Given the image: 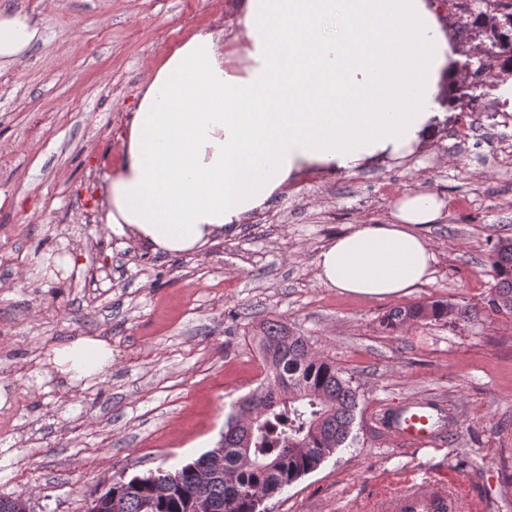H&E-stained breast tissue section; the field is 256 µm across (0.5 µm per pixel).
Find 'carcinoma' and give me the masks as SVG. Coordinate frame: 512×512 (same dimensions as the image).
I'll return each mask as SVG.
<instances>
[{"mask_svg": "<svg viewBox=\"0 0 512 512\" xmlns=\"http://www.w3.org/2000/svg\"><path fill=\"white\" fill-rule=\"evenodd\" d=\"M474 24L490 28L492 45L512 50V12L479 13ZM490 266L496 284L487 305L512 315V238L498 240ZM449 316L465 319L468 312L450 302L417 303L391 309L379 323L390 329ZM258 349L265 368L261 391L231 404L216 445L223 467H212L211 449L174 470L155 471L158 484L143 475L121 478L99 496L101 512H194L200 496L211 501L213 512H254L255 498L281 492L346 445L358 408L351 379L280 322L264 329ZM276 386L283 393L275 401ZM262 396L268 407L253 423L243 411Z\"/></svg>", "mask_w": 512, "mask_h": 512, "instance_id": "carcinoma-1", "label": "carcinoma"}]
</instances>
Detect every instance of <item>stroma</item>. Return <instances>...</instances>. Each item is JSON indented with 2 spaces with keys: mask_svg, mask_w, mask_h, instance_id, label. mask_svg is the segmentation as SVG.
<instances>
[{
  "mask_svg": "<svg viewBox=\"0 0 512 512\" xmlns=\"http://www.w3.org/2000/svg\"><path fill=\"white\" fill-rule=\"evenodd\" d=\"M45 37L0 63V496L29 512H84L118 477L173 469L214 448L230 405L264 370L256 338L282 322L357 388L345 448L267 499L265 512H373L406 480L456 485L472 512H512V316L486 302L489 255L512 237V115L483 90L474 136L437 137L402 159L305 174L203 252L155 254L101 219L108 175L148 75L201 27L236 28L234 0H0ZM407 191L446 201L425 235L432 279L373 299L318 278L316 257ZM63 261L30 281L33 257ZM451 302L470 319L381 329L398 306ZM105 341L91 380L55 370V348ZM443 404L431 446L394 440L404 403ZM477 459L475 468L457 459Z\"/></svg>",
  "mask_w": 512,
  "mask_h": 512,
  "instance_id": "1",
  "label": "stroma"
}]
</instances>
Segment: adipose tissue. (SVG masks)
<instances>
[{
    "instance_id": "ef3b65f1",
    "label": "adipose tissue",
    "mask_w": 512,
    "mask_h": 512,
    "mask_svg": "<svg viewBox=\"0 0 512 512\" xmlns=\"http://www.w3.org/2000/svg\"><path fill=\"white\" fill-rule=\"evenodd\" d=\"M236 24L235 36L201 28L173 48L122 137L104 219L151 252L201 251L302 174L413 152L434 137L444 89L462 77L432 0H239ZM41 38L26 15L0 12V62ZM443 207L432 192L405 195L388 221L322 247L320 281L369 298L410 294L431 277L423 229ZM52 361L91 379L112 349L83 337Z\"/></svg>"
}]
</instances>
